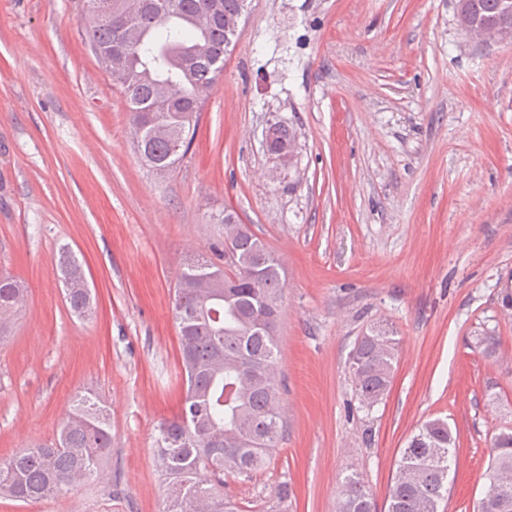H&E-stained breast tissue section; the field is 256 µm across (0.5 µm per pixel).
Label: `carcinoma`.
Returning <instances> with one entry per match:
<instances>
[{
	"mask_svg": "<svg viewBox=\"0 0 512 512\" xmlns=\"http://www.w3.org/2000/svg\"><path fill=\"white\" fill-rule=\"evenodd\" d=\"M88 0L83 18L90 46L112 48V15ZM107 9L129 13L122 53L101 66L119 86L129 109L141 159L156 171L171 167L190 147L204 102L197 96L224 72L234 31L202 18L217 12L234 18L244 0H154L140 13L126 0H102ZM474 17L512 27V0H470ZM224 225L233 246L232 274L211 260L196 259L180 270L174 311L185 396L179 415L158 426L156 466L166 483L161 512H242L224 494L229 481L248 480L261 470L283 438L277 332L282 314L285 267L247 224ZM69 281L70 309L84 320L96 317L92 291L79 284L83 269L67 248L56 264ZM26 288L0 276V342L22 309ZM401 340L398 332L372 326L350 355L359 408L369 412L390 391ZM112 454L110 408L98 395L75 394L55 439L0 459V495L22 502L55 497L77 475L91 477ZM457 438L441 419L421 423L409 437L387 490L383 510L352 470L344 476L336 512H440L448 500V478L456 470ZM293 491L279 485L258 512H289ZM477 512H512V427L496 434L489 450L487 482Z\"/></svg>",
	"mask_w": 512,
	"mask_h": 512,
	"instance_id": "1",
	"label": "carcinoma"
}]
</instances>
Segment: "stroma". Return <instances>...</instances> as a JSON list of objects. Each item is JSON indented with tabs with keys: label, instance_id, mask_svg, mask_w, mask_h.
Segmentation results:
<instances>
[{
	"label": "stroma",
	"instance_id": "1",
	"mask_svg": "<svg viewBox=\"0 0 512 512\" xmlns=\"http://www.w3.org/2000/svg\"><path fill=\"white\" fill-rule=\"evenodd\" d=\"M86 0H0V274L28 303L0 343V459L50 442L72 398L112 410V454L56 497L0 512H160L153 439L183 396L173 314L183 265L235 211L284 262L286 427L230 493L255 512L281 482L291 512H336L357 469L384 501L427 419L458 438L445 512H474L493 436L512 425V43L479 44L456 0H248L195 139L157 172L83 35ZM293 129L279 159L263 133ZM78 257L97 304L71 313L56 270ZM397 329L391 389L359 410L349 356ZM494 337L492 346L478 344Z\"/></svg>",
	"mask_w": 512,
	"mask_h": 512
}]
</instances>
